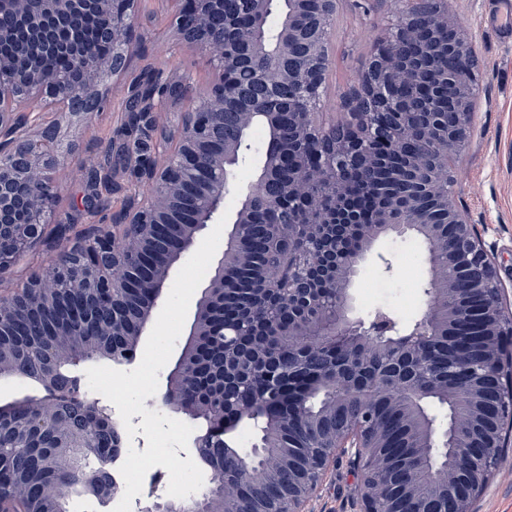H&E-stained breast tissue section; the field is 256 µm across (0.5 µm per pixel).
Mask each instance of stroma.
<instances>
[{
    "label": "stroma",
    "mask_w": 512,
    "mask_h": 512,
    "mask_svg": "<svg viewBox=\"0 0 512 512\" xmlns=\"http://www.w3.org/2000/svg\"><path fill=\"white\" fill-rule=\"evenodd\" d=\"M173 0H136L140 30L152 36L130 59L119 83L108 92L99 112L90 119H61L54 106L28 115L24 134L38 139L50 123L59 125V141L69 144L71 156L63 173L57 203L61 223H48L42 239L15 259L0 282L17 288L42 273L57 253L92 228L111 224L137 185L138 142H148L147 154L162 160L165 143L160 131L142 138L126 122L125 98L131 85L150 80L189 76L196 90H204L214 71L199 53L177 45L169 27ZM448 14L469 34L478 60V90L470 134L453 166L452 192L459 208L476 224L495 258L500 281L512 287V38H504L492 19V0H447ZM388 0H340L329 44L330 64L323 96L340 100L362 74L382 27L391 21ZM87 154L98 157L112 178V203L86 212L83 199L87 179L79 170ZM391 269H384V261ZM426 264L422 246L413 239H383L355 282L360 313L377 309L400 323L414 322L423 308ZM356 476L347 461L336 462L311 502V512H360L354 493ZM472 512H512V446L502 449L484 491Z\"/></svg>",
    "instance_id": "obj_1"
}]
</instances>
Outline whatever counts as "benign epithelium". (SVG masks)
<instances>
[{"mask_svg":"<svg viewBox=\"0 0 512 512\" xmlns=\"http://www.w3.org/2000/svg\"><path fill=\"white\" fill-rule=\"evenodd\" d=\"M170 26L182 45L204 54L216 75L203 91L190 82H174L169 94L188 100L160 162L139 169V186L109 227L96 228L84 240L59 253L55 262L24 287L0 292V377H26L24 365L1 356L8 348L24 349L42 367L45 395L0 406V427L16 439L33 435L53 452L33 465L45 472L47 487L59 492L67 485L96 491L104 501L120 492L112 481L113 456L125 445L123 428L112 419V406L80 389L81 376L59 378L63 364L78 367L105 357L129 353L117 336L138 344L173 265L193 247L207 225L224 215V198L236 189L235 170L242 134L255 122L275 128L281 113L276 104L288 105V151L276 140L267 145L261 173L254 184L240 190L241 206L235 214L230 240L208 285L196 303L187 345L171 373L161 401L175 413L191 419L205 418V433L196 436L194 448L214 449V435L227 430L224 418L208 405H187L181 391L194 379L193 350L211 335V303L224 293V274L250 260L247 246L260 228L255 222L262 210L279 212L266 224L267 239L277 263L259 273L248 310L257 314L278 301L293 306L299 297L316 302L327 286L345 295L362 260L340 261L346 240L358 221L350 201L336 205V187L353 176L364 189L376 187L368 176L374 155L393 153L400 142L414 139L416 169L398 190L388 191L387 217L365 226L364 239L410 236L425 250L427 281L425 305L419 319L402 329L388 315L371 319L350 316L314 338L296 333L290 349L297 354L296 372L307 370L311 357L325 349L358 350L388 363L385 374H375L368 387L355 388L346 368L323 365L304 383L286 381L288 370L274 366L272 356L224 341V389L232 394L256 372L267 376L264 393L239 399L236 416L253 415L254 405L276 409L280 402L304 404L317 388L329 389L325 406L315 415L299 416L300 428L324 447L312 457L295 461L284 448L271 443L273 421L260 428L261 445L247 455L237 454V476L223 477V467L211 471L210 486L186 497H160L152 493L137 502V512H269L259 498L240 495V483L257 484L266 475L288 470L278 512H304L323 481L331 461L347 459L356 475L354 492L361 512H469L471 502L491 477L487 457L468 453L448 462V447L502 448L512 433V404L502 400L512 389V306L504 301L493 257L475 225L467 222L456 205L448 183V149L466 140L470 113L413 112L412 120L391 127L381 121L392 97L387 87L407 81L390 46L405 47L418 34V23L447 27L443 49L468 97L476 96L475 58L464 50L467 36L448 17L445 0H394L400 4L398 25L378 38L367 69H380L388 79L365 88V76L342 98L349 119L324 126L318 121L323 101L324 68L329 63L331 34L326 27L336 13V0H288V12L277 13L278 0H237L229 11L225 0H175ZM135 0H0V104L10 103L16 92V75L27 79L24 103L15 110L0 107V274L18 253L36 242L53 215V203L62 182L65 160L44 155L39 146L55 134L48 127L41 141L18 135L26 113L45 108L49 93L59 103L64 118H90L102 103L96 83L106 71L118 77L141 43L134 11ZM142 111L137 124L157 123L152 91H140ZM312 152L317 166L303 168L284 180V155ZM138 270L131 278L127 271ZM67 315L49 331L18 338L4 332L23 305L33 317L38 310L57 304ZM481 311L482 347L475 359L457 368L466 383L453 393L442 381L433 383V395L450 404L448 424L423 408L428 396L419 373L429 365L430 343L440 321L448 327L465 323L474 304ZM404 411L417 449V462L403 467L376 452L386 447V432L377 412L384 406ZM112 440V456L88 464V449L97 448V434L89 421ZM0 512H37L19 486L0 492Z\"/></svg>","mask_w":512,"mask_h":512,"instance_id":"7a95c632","label":"benign epithelium"}]
</instances>
